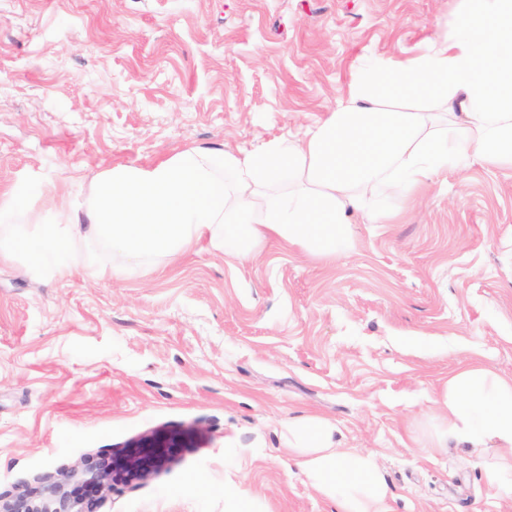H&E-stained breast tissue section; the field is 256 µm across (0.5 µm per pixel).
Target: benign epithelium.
<instances>
[{
    "label": "benign epithelium",
    "instance_id": "7a95c632",
    "mask_svg": "<svg viewBox=\"0 0 512 512\" xmlns=\"http://www.w3.org/2000/svg\"><path fill=\"white\" fill-rule=\"evenodd\" d=\"M167 462L165 444L156 438L136 453H124L112 458L83 460L79 468L61 471L44 478L38 485L19 489L4 505V512H94L90 500L70 497L65 487L78 479L103 492L112 488V472L144 474Z\"/></svg>",
    "mask_w": 512,
    "mask_h": 512
}]
</instances>
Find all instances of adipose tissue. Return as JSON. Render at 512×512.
Returning a JSON list of instances; mask_svg holds the SVG:
<instances>
[{
	"instance_id": "obj_1",
	"label": "adipose tissue",
	"mask_w": 512,
	"mask_h": 512,
	"mask_svg": "<svg viewBox=\"0 0 512 512\" xmlns=\"http://www.w3.org/2000/svg\"><path fill=\"white\" fill-rule=\"evenodd\" d=\"M454 27H437L422 54L390 60L295 141L273 140L238 156L183 151L150 165L100 172L82 203L37 235L0 198V259L24 258L38 277L80 270L122 277L160 260L171 264L200 241L247 260L274 242L333 260L349 254V222L395 223L448 166L478 161L512 167V0H461ZM294 183L278 189L284 169ZM399 195L396 208L383 197ZM429 449L482 450L486 485L512 468V377L481 361L460 366L435 399ZM288 450L337 512H392L374 457L343 448L324 418L288 423Z\"/></svg>"
}]
</instances>
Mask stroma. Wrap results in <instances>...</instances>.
Listing matches in <instances>:
<instances>
[{
    "label": "stroma",
    "mask_w": 512,
    "mask_h": 512,
    "mask_svg": "<svg viewBox=\"0 0 512 512\" xmlns=\"http://www.w3.org/2000/svg\"><path fill=\"white\" fill-rule=\"evenodd\" d=\"M460 0H0V195L50 224L115 164L302 136L372 61L420 54ZM328 264L209 245L115 280L0 260V494L157 434L169 460L97 512H336L288 420L371 451L394 512H512L474 452L426 454L473 357L512 376V168L441 172L396 224L350 217ZM234 486L235 495L224 493Z\"/></svg>",
    "instance_id": "obj_1"
}]
</instances>
